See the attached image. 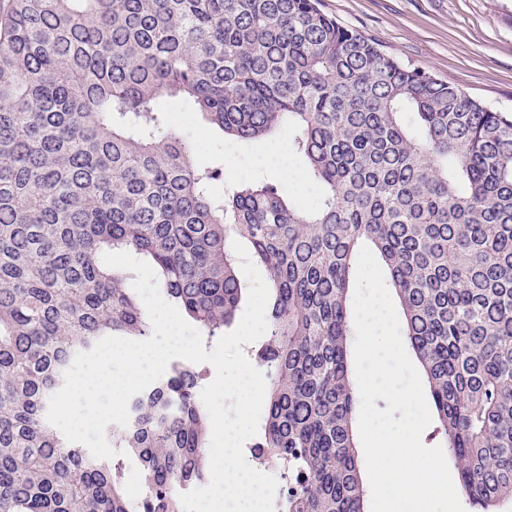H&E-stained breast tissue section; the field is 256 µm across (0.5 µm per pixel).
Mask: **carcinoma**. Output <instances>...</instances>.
<instances>
[{"label":"carcinoma","instance_id":"cac0c4a2","mask_svg":"<svg viewBox=\"0 0 512 512\" xmlns=\"http://www.w3.org/2000/svg\"><path fill=\"white\" fill-rule=\"evenodd\" d=\"M229 139L288 135L322 186L216 196L168 106ZM269 274L263 434L276 512H365L348 362L359 250L386 266L474 512L512 502V113L406 65L317 0H0V512H182L209 472L204 368L171 365L112 428L110 460L46 418L75 356L152 332L125 270L147 258L209 339ZM142 492L126 491L124 459Z\"/></svg>","mask_w":512,"mask_h":512}]
</instances>
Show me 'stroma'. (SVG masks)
<instances>
[{
  "instance_id": "stroma-1",
  "label": "stroma",
  "mask_w": 512,
  "mask_h": 512,
  "mask_svg": "<svg viewBox=\"0 0 512 512\" xmlns=\"http://www.w3.org/2000/svg\"><path fill=\"white\" fill-rule=\"evenodd\" d=\"M319 7L339 26L372 39L402 63L455 84L494 109L512 112V0H320ZM172 123L191 141L204 133L197 161L222 168L225 183L273 182L298 202L304 193H321L297 157H290L284 175L262 164L273 139L232 141L181 106L173 110Z\"/></svg>"
}]
</instances>
